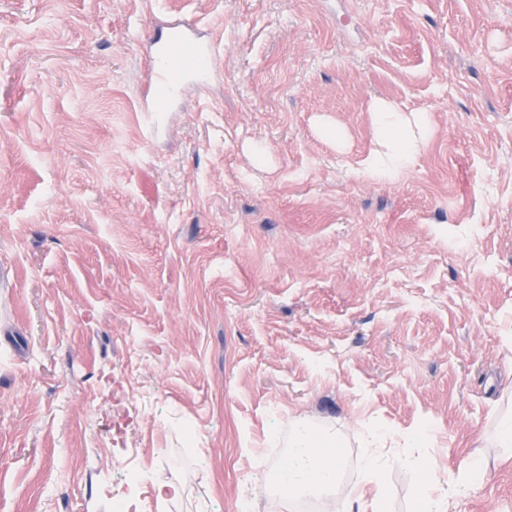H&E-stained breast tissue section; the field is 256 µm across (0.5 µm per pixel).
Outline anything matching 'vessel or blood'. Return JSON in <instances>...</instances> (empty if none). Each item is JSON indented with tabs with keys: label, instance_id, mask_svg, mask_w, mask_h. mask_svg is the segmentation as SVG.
Instances as JSON below:
<instances>
[{
	"label": "vessel or blood",
	"instance_id": "b4317fda",
	"mask_svg": "<svg viewBox=\"0 0 512 512\" xmlns=\"http://www.w3.org/2000/svg\"><path fill=\"white\" fill-rule=\"evenodd\" d=\"M151 52L144 63L142 100L147 114L160 111L159 100L174 104L185 79L206 85L216 68L214 45L203 40L189 19H178L155 29Z\"/></svg>",
	"mask_w": 512,
	"mask_h": 512
}]
</instances>
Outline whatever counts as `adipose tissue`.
Masks as SVG:
<instances>
[{"mask_svg":"<svg viewBox=\"0 0 512 512\" xmlns=\"http://www.w3.org/2000/svg\"><path fill=\"white\" fill-rule=\"evenodd\" d=\"M370 112L378 147L364 159L363 171L372 178H395L411 167L428 145L432 136L429 117L384 97L372 100ZM332 439L331 433L319 434L304 423L294 424L288 457L280 469L289 498L300 494L320 500L332 497L341 468V456L333 449ZM392 462V457L380 450L378 438L366 436L359 472L361 483L375 492L372 505L367 508L349 500L341 512H383L384 476ZM484 474L482 461L471 457L449 475L447 486L426 477L412 512H448L451 498L475 492Z\"/></svg>","mask_w":512,"mask_h":512,"instance_id":"adipose-tissue-1","label":"adipose tissue"}]
</instances>
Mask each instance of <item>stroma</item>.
<instances>
[{
  "label": "stroma",
  "mask_w": 512,
  "mask_h": 512,
  "mask_svg": "<svg viewBox=\"0 0 512 512\" xmlns=\"http://www.w3.org/2000/svg\"><path fill=\"white\" fill-rule=\"evenodd\" d=\"M171 10L217 73L156 123ZM377 96L434 128L391 181ZM507 410L512 0H0V512H288L296 421L336 431L337 501L374 495L362 429L424 425L439 481L484 459L451 512H512ZM419 484L394 463L386 512Z\"/></svg>",
  "instance_id": "stroma-1"
}]
</instances>
